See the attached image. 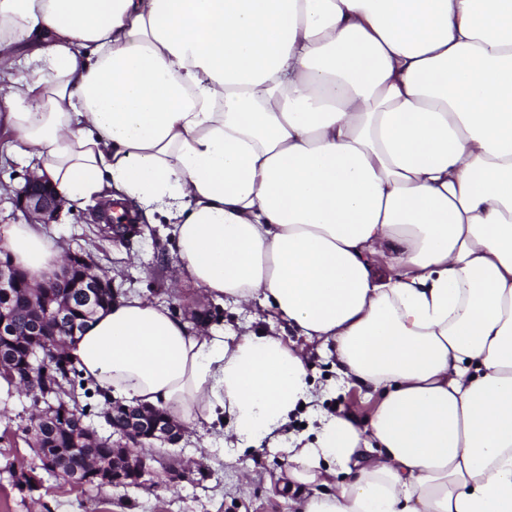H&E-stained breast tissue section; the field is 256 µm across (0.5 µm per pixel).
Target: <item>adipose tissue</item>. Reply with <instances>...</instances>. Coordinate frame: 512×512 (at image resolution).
Returning a JSON list of instances; mask_svg holds the SVG:
<instances>
[{"label":"adipose tissue","mask_w":512,"mask_h":512,"mask_svg":"<svg viewBox=\"0 0 512 512\" xmlns=\"http://www.w3.org/2000/svg\"><path fill=\"white\" fill-rule=\"evenodd\" d=\"M0 133L68 204L164 217L182 278L381 399L319 412L282 337L138 295L66 342L84 379L252 443L306 406L300 512H512V0H0ZM0 246L60 270L39 225Z\"/></svg>","instance_id":"adipose-tissue-1"}]
</instances>
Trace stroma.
<instances>
[{
    "label": "stroma",
    "mask_w": 512,
    "mask_h": 512,
    "mask_svg": "<svg viewBox=\"0 0 512 512\" xmlns=\"http://www.w3.org/2000/svg\"><path fill=\"white\" fill-rule=\"evenodd\" d=\"M30 173L26 159L0 151V235L25 220L14 192ZM100 227L92 210L66 206L42 230L63 250L91 252L108 271L119 297L144 296L194 320L205 333L215 328L228 336L261 331L292 337L287 325L258 302H217L181 279L165 221L140 222L124 236L105 234ZM296 346L307 361L310 382L322 396L321 410L349 414L366 423L375 402L367 398L365 388L341 380L334 352L301 338ZM32 412L28 396L0 385V512H296L312 493L308 486H289L285 477L289 466L285 449L291 438L312 435L317 426L305 408L296 410L288 424L270 434L257 450L227 433L223 423L186 426L178 445L156 443L146 448L155 462L140 485L119 488L74 486L41 470L24 433ZM171 456L181 460L184 478L170 480L162 468V460ZM26 475L36 477L34 490L22 485Z\"/></svg>",
    "instance_id": "35a3bbf8"
}]
</instances>
